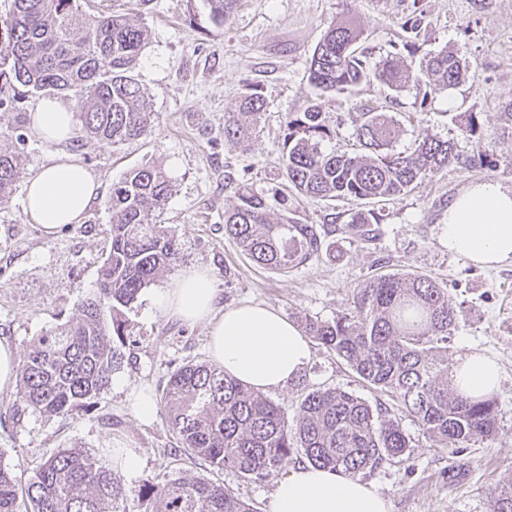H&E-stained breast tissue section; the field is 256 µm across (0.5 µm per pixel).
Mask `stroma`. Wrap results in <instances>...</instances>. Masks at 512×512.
I'll return each instance as SVG.
<instances>
[{
  "label": "stroma",
  "mask_w": 512,
  "mask_h": 512,
  "mask_svg": "<svg viewBox=\"0 0 512 512\" xmlns=\"http://www.w3.org/2000/svg\"><path fill=\"white\" fill-rule=\"evenodd\" d=\"M85 25L112 11L147 25L151 37L134 70L154 115L151 132L119 145L94 139L49 145L25 125L39 97L30 94L0 109V133L22 130L16 142L21 177L0 199V339L25 354L46 331L79 317V306L97 288L110 246L109 199L113 184L129 170L155 162L165 168L173 193L152 223L169 227L180 243L175 271L203 266L221 285L220 302L230 307L260 302L295 325L330 320L349 306L354 288L375 274H424L447 283L460 310L448 340V358L470 351L495 357L501 367L496 435L451 451L431 447L410 418L402 427L407 453L365 470L391 503V512H490V494L512 477V264L483 269L449 254L440 238L444 214L471 183L500 182L512 189V0H239L224 24H214L203 0H81ZM364 29L372 59L404 42V20L421 11V51L448 49L466 61L452 88L422 92L408 86L387 93L378 85L326 101L334 139L325 147L353 151V121L362 107L388 112L401 126L397 150L428 135L452 139L456 160L421 180L413 190L379 205L375 241L339 232L319 259L281 275L247 259L224 234V212L233 199L225 172L246 173L256 193L272 200L274 213L289 209L302 223L350 222L356 204L310 199L290 193L281 175L283 120L308 105L305 72L314 47L344 11ZM255 86L267 108L257 138L237 145L224 140V115L236 111L247 86ZM476 135H469L470 123ZM487 146L475 157V141ZM68 156L100 183V194L82 223L48 236L24 213L29 177L52 158ZM166 272L124 309L129 336L120 366L91 405L64 416H46L14 404L15 390L0 392V464L26 486L40 464L68 448L95 453L122 445L142 454L130 490L143 482L200 477L219 483L271 512L275 476L248 479L219 469L179 449L164 414L140 421L129 405L131 392L149 385L162 399L169 375L188 363L208 361L207 328L167 320L152 296L173 279ZM298 379L269 397L295 414L302 396L316 388L348 390L377 404L383 395L362 383L346 363L321 344Z\"/></svg>",
  "instance_id": "35a3bbf8"
}]
</instances>
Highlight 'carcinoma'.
Masks as SVG:
<instances>
[{"label":"carcinoma","instance_id":"cac0c4a2","mask_svg":"<svg viewBox=\"0 0 512 512\" xmlns=\"http://www.w3.org/2000/svg\"><path fill=\"white\" fill-rule=\"evenodd\" d=\"M210 18L224 23L239 0H204ZM421 16L411 15L402 46L373 62L360 49L364 30L349 14L316 44L306 71L309 105L286 116L283 174L288 187L314 199L362 205L351 223L303 224L284 212L272 217L265 197L245 176L224 172V189L235 204L224 211V234L261 268L279 273L319 258L329 236L342 229L364 241L377 236L373 205L409 192L425 176L455 160L449 139L426 136L410 151L393 149L400 125L374 107L354 121L355 153L328 152L334 136L323 102L375 83L400 92L411 82L454 86L466 64L441 49L412 60ZM150 38L138 20L112 12L82 27L79 0H10L0 15V80L35 94L68 93L79 108V136L118 144L148 132L152 110L133 75ZM265 100L251 88L236 112L224 113V141L256 136ZM18 156L0 147V199L19 179ZM173 184L166 171L145 164L112 187L111 245L99 270L96 293L80 304L77 321L47 331L23 355L17 401L46 415H64L104 390L121 363L127 324L122 309L170 269L180 247L174 233L149 215L164 209ZM459 310L448 289L420 274L374 275L354 289L351 308L331 321L307 319L306 335L333 351L365 383L386 395L417 422L437 448L457 449L497 432V401H473L448 391V337ZM167 426L184 453L219 469L261 479L302 458L317 467L355 476L405 454L409 440L385 403L374 406L355 394L313 389L295 416L260 391L208 364L175 370L164 389ZM131 491L120 471L81 448L48 458L18 493L0 465V512H126ZM137 499L151 512H253L222 484L204 478L148 481ZM491 512H512V479L491 493Z\"/></svg>","mask_w":512,"mask_h":512}]
</instances>
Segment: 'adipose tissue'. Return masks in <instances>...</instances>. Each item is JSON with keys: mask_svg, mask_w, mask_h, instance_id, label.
<instances>
[{"mask_svg": "<svg viewBox=\"0 0 512 512\" xmlns=\"http://www.w3.org/2000/svg\"><path fill=\"white\" fill-rule=\"evenodd\" d=\"M31 124L46 142L70 139L76 134L74 105L57 97L42 99ZM98 189L84 165L58 157L29 178L26 217L45 234H55L83 221ZM441 232L449 253L468 262L488 268L512 263V189L496 181L468 186L449 204ZM154 303L168 319L205 324L212 362L256 390L286 387L311 358L307 337L271 308L218 309L217 281L208 268L184 270L155 294ZM451 384L465 397H489L499 388L500 367L485 353H466L452 369ZM272 512H390V502L360 479L309 465L278 477Z\"/></svg>", "mask_w": 512, "mask_h": 512, "instance_id": "obj_1", "label": "adipose tissue"}]
</instances>
